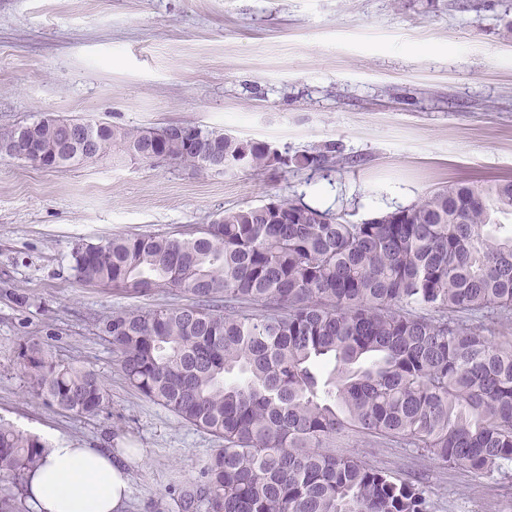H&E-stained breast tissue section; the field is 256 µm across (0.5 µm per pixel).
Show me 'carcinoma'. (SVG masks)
I'll list each match as a JSON object with an SVG mask.
<instances>
[{"instance_id": "cac0c4a2", "label": "carcinoma", "mask_w": 512, "mask_h": 512, "mask_svg": "<svg viewBox=\"0 0 512 512\" xmlns=\"http://www.w3.org/2000/svg\"><path fill=\"white\" fill-rule=\"evenodd\" d=\"M40 142L56 166L147 157L199 174L213 149L224 171L323 169L327 143L291 159L264 143L207 130L185 145L166 128L51 117L0 129V144ZM512 180L450 185L355 224L297 199L224 212L187 237L114 235L72 252L80 281L140 296L171 288L186 307L135 309L100 331L145 397L224 440L182 512H431L420 482L341 450L414 448L476 475L512 466ZM262 307L246 314L241 305ZM19 359L34 395L92 417L109 404L95 372L34 341ZM46 445L0 423V512H28L29 473Z\"/></svg>"}]
</instances>
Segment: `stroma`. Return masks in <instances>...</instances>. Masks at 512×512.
<instances>
[{"label": "stroma", "mask_w": 512, "mask_h": 512, "mask_svg": "<svg viewBox=\"0 0 512 512\" xmlns=\"http://www.w3.org/2000/svg\"><path fill=\"white\" fill-rule=\"evenodd\" d=\"M0 0V128L45 116L183 123L289 155L327 142L336 167L199 176L102 158L56 171L0 157V422L110 452L139 449L125 512H178L222 442L127 382L101 320L189 296L79 281L74 247L187 234L225 210L300 199L360 223L440 186L512 178V0ZM22 289L26 304L10 297ZM35 340L107 383L79 417L29 392ZM348 453L418 479L432 512H512V470L475 475L412 448L345 436Z\"/></svg>", "instance_id": "stroma-1"}]
</instances>
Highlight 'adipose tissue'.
<instances>
[{
  "label": "adipose tissue",
  "instance_id": "adipose-tissue-1",
  "mask_svg": "<svg viewBox=\"0 0 512 512\" xmlns=\"http://www.w3.org/2000/svg\"><path fill=\"white\" fill-rule=\"evenodd\" d=\"M132 459L99 448L49 441L42 465L27 482L35 512H123Z\"/></svg>",
  "mask_w": 512,
  "mask_h": 512
}]
</instances>
